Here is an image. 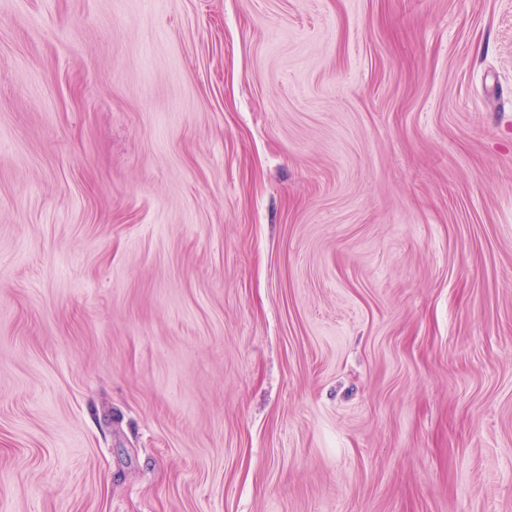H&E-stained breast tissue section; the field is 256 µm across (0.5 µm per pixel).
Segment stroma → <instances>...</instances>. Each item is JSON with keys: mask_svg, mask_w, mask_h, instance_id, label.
Here are the masks:
<instances>
[{"mask_svg": "<svg viewBox=\"0 0 512 512\" xmlns=\"http://www.w3.org/2000/svg\"><path fill=\"white\" fill-rule=\"evenodd\" d=\"M0 512H512V0H0Z\"/></svg>", "mask_w": 512, "mask_h": 512, "instance_id": "obj_1", "label": "stroma"}]
</instances>
